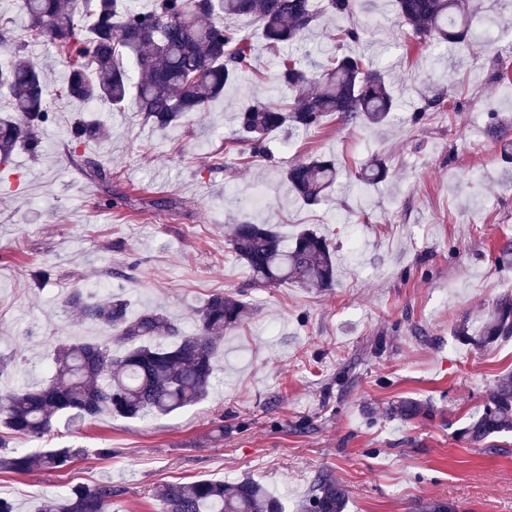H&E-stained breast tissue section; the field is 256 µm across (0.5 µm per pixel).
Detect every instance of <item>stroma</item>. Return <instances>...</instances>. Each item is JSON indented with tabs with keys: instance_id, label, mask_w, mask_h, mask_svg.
Segmentation results:
<instances>
[{
	"instance_id": "1",
	"label": "stroma",
	"mask_w": 512,
	"mask_h": 512,
	"mask_svg": "<svg viewBox=\"0 0 512 512\" xmlns=\"http://www.w3.org/2000/svg\"><path fill=\"white\" fill-rule=\"evenodd\" d=\"M354 21L364 35L346 53L388 72L401 110L382 128L328 116L277 138L268 159L231 142L238 108L272 86L273 55L258 22L232 19L253 43V71L207 112L160 132L134 109L100 103L110 133L80 146L69 132L81 106L57 95L68 70L54 51L29 44L47 66L53 120L38 155L17 149L11 172H0V359L13 364L0 388L44 384L58 344L109 336L67 305L75 289L122 295L131 315L158 311L185 335L217 292L241 295L250 316L225 333L213 387L198 403L144 419L62 421L39 441L11 438V447L31 451H87L67 470L0 473V495L18 512L72 485L106 482L118 491L112 512H156L163 482L243 477L285 512H300L323 471L346 486L344 512H420L433 501L454 512H512V433L490 448L458 437L486 391L512 374V338L477 350L454 335L460 321L512 293V255L497 252L512 239V163L486 126L488 112L512 115V94L495 79L512 71V0H484L473 21L499 23L488 49L418 48L391 0H367ZM438 93L440 108L411 123L422 96ZM307 155L340 169L314 206L282 183L288 164ZM373 156L389 177L359 187L354 173ZM111 192L127 204L104 206ZM163 199L178 208H161ZM245 219L288 238L303 228L327 235L336 247L333 288L253 285L227 244ZM403 398L431 417L391 416ZM100 448L112 458L97 456Z\"/></svg>"
}]
</instances>
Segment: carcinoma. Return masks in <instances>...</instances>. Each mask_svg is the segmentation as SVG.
<instances>
[{
	"mask_svg": "<svg viewBox=\"0 0 512 512\" xmlns=\"http://www.w3.org/2000/svg\"><path fill=\"white\" fill-rule=\"evenodd\" d=\"M21 0L29 19L27 38L50 42L68 65L64 95L84 105H128L154 128L165 131L190 114L206 111L240 81L250 66L251 44L226 18L260 22L270 49L292 46L324 16L344 19L362 0ZM399 18L421 45L472 44L470 19L481 0H394ZM26 43L0 31V97L13 116L0 118V167L10 164L18 147L37 154L36 130L53 119L42 68L24 51ZM276 94L251 97L236 116L237 143L255 155L271 156L270 141L281 133L320 127L330 114L353 127L383 126L397 108L396 97L371 61L333 53L321 68L290 54L276 57ZM502 158L512 161V131L496 113L487 115ZM104 136L97 121L71 128V142L81 145ZM386 167L371 158L355 178L363 186L384 179ZM336 163L310 156L288 165V191L306 205L319 203L335 186ZM229 246L248 268L252 283L330 288L336 282L334 247L315 230L282 238L269 224L235 225ZM68 304L80 317L108 326L114 335L102 342L60 344L53 354L52 376L39 388L26 385L0 391V426L15 435L41 439L55 420L67 415L88 421L107 412L128 419L168 414L204 398L212 386L214 356L224 332L249 315L248 306L231 296L213 294L197 313V332L177 335V328L155 311L136 317L120 295L94 300L72 292ZM512 334V295L492 307L482 334L464 324L458 335L476 344ZM392 414L411 421L424 414L413 399H402ZM512 432V377L488 389L480 409L461 435L472 445ZM84 454L82 448H12L0 437V471L23 474L35 467L61 470ZM112 484L76 486L47 500L36 512H112ZM347 489L328 473L314 480L304 512H342ZM160 512H283L262 485L237 481L168 482L158 491Z\"/></svg>",
	"mask_w": 512,
	"mask_h": 512,
	"instance_id": "1",
	"label": "carcinoma"
}]
</instances>
